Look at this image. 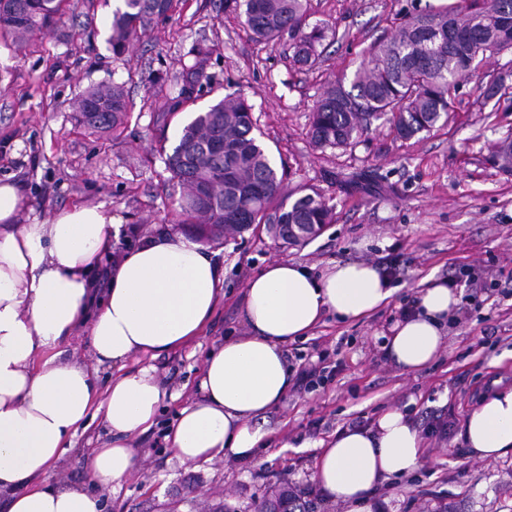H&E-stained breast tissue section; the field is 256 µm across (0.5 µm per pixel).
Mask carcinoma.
<instances>
[{
  "label": "carcinoma",
  "instance_id": "1",
  "mask_svg": "<svg viewBox=\"0 0 512 512\" xmlns=\"http://www.w3.org/2000/svg\"><path fill=\"white\" fill-rule=\"evenodd\" d=\"M69 0H0V37L15 42L45 33L61 21ZM174 0H123L112 12L109 41L121 54L131 40L155 21L165 19ZM240 10L244 24L260 42L288 37L293 62L311 68L319 63L321 45L336 29L309 22V0H225ZM512 52V0H468L465 10L413 8L396 34L371 47L350 83L340 78L315 102L309 136L320 150L354 147L380 119L395 138L410 140L433 130L447 118L451 90L478 71L489 54ZM182 72L181 96L156 102L164 118L182 104V95L209 79L210 52L198 47ZM83 126L121 136L127 118L124 85L87 88L74 102ZM252 105L241 93L224 95L183 126L178 143L165 153L171 179L187 188L179 201L181 223L198 238L231 237L265 226L289 245L305 243L333 221V206L316 188L293 197L269 153L255 135ZM492 163L512 172V138L493 146ZM261 504L288 506V512H325L316 498L287 483L272 487Z\"/></svg>",
  "mask_w": 512,
  "mask_h": 512
}]
</instances>
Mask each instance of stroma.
Masks as SVG:
<instances>
[{
    "label": "stroma",
    "mask_w": 512,
    "mask_h": 512,
    "mask_svg": "<svg viewBox=\"0 0 512 512\" xmlns=\"http://www.w3.org/2000/svg\"><path fill=\"white\" fill-rule=\"evenodd\" d=\"M463 2L311 0L312 20L337 31L323 42L324 61L315 69L294 64L288 40L256 42L224 0H179L120 55L109 43L120 0H70L67 18L52 32L20 45L0 43V179L20 184L34 218L75 205L103 206L126 231L113 245L117 253L145 233L190 232L177 213L185 190L171 181L157 139L174 147L183 125L232 91L252 105L288 190L316 187L335 207L333 223L301 246L253 230L211 242L224 269V295L203 336L153 361L135 357L126 364L130 370L153 365L172 397L152 431L132 438L141 453L138 472L98 489L102 512H209L221 501L235 512H253L283 478L321 495L316 443L355 420L371 426L392 407L419 427L427 412L442 414L448 434L426 436L424 464L379 490L388 501L384 512H512V457L478 459L460 437L493 380L512 386V174L489 159L491 145L512 134V97L481 96L501 72L512 86V56H490L458 84L447 122L411 140L396 139L379 121L346 152L317 150L309 137L310 113L324 88L353 75L411 6ZM199 46L212 52L210 88L158 123L153 101L177 96L178 79ZM158 74L163 82H155ZM102 82L124 84L127 92V123L116 139L86 129L72 112L78 94ZM390 248L399 271L388 305L359 321L326 315L311 334L288 344L289 364L314 362L325 352L341 372L330 384L289 392L266 413L273 448L248 461L228 456L181 464L165 435L193 398L207 352L243 332L249 278L275 261L319 272L334 261L376 262ZM431 277L456 282L460 309L437 361L409 372L389 359L382 343L401 307ZM105 433L102 421H93L42 482L86 483L90 441Z\"/></svg>",
    "instance_id": "obj_1"
}]
</instances>
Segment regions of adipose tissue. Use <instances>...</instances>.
<instances>
[{
  "mask_svg": "<svg viewBox=\"0 0 512 512\" xmlns=\"http://www.w3.org/2000/svg\"><path fill=\"white\" fill-rule=\"evenodd\" d=\"M19 187L0 180V493L6 512H101L93 486L134 474L131 442L149 431L166 391L151 369L126 371L134 356L158 357L202 335L222 295L224 272L195 237L148 233L113 256L119 228L99 206H78L28 223ZM396 288L377 266L336 261L320 274L269 263L244 291L243 335L206 356L197 396L165 436L184 464L226 455L249 460L271 445L256 419L293 384L284 347L327 312L357 320L387 304ZM458 304L446 281L430 279L417 310L396 322L384 348L407 371L432 365ZM85 332L92 363L63 359L62 344ZM118 372L100 386L94 365ZM108 436L89 449L90 486L49 485L41 476L90 421ZM474 456L512 455V388L485 394L461 433ZM424 441L407 413L391 408L373 426L320 441L315 479L346 512H375L377 488L419 467Z\"/></svg>",
  "mask_w": 512,
  "mask_h": 512,
  "instance_id": "1",
  "label": "adipose tissue"
}]
</instances>
